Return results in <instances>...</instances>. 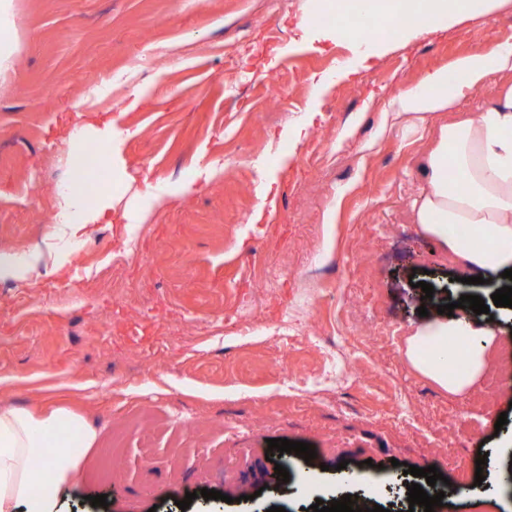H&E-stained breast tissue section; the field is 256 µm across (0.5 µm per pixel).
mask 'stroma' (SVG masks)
<instances>
[{
  "mask_svg": "<svg viewBox=\"0 0 512 512\" xmlns=\"http://www.w3.org/2000/svg\"><path fill=\"white\" fill-rule=\"evenodd\" d=\"M12 3L0 253L38 260L32 284L0 278V375L12 378L0 408L65 407L94 427L59 512H311L360 473L389 512L395 484L415 481L406 463L449 479L440 512H512V390L494 385L512 376V314L493 306L475 316L497 344L466 394L405 356L438 306L507 284L494 272L465 283L467 269L423 236L412 210L439 127L512 87V71L427 124L392 112L434 70L512 43V0L409 42L388 38L384 55L361 65L351 36L301 41L304 0ZM115 78L119 89L94 106L126 136L111 170L94 172L113 210L56 274L51 217L71 177L72 107ZM142 85L146 99L128 108ZM209 166L216 175L199 179ZM271 171L277 181L261 194ZM149 187L163 200L147 208ZM127 211L140 223H126ZM245 295L253 311L243 319ZM139 417L153 424L151 448ZM273 438L309 443L317 456L269 451ZM482 452L494 463L477 467ZM203 488L222 499L204 500ZM101 494L107 506H92Z\"/></svg>",
  "mask_w": 512,
  "mask_h": 512,
  "instance_id": "stroma-1",
  "label": "stroma"
}]
</instances>
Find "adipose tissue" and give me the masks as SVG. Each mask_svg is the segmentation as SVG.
Here are the masks:
<instances>
[{
    "mask_svg": "<svg viewBox=\"0 0 512 512\" xmlns=\"http://www.w3.org/2000/svg\"><path fill=\"white\" fill-rule=\"evenodd\" d=\"M496 0H361V8L385 22L401 21L402 35L412 38L443 30L470 14H491ZM454 67L464 83H452L445 71H434L429 88L413 87L394 100L397 114L424 122L451 109L465 94L496 72L512 70V44H497L459 58ZM101 143L116 149L119 141L111 123L82 121L70 138L74 176L57 191L53 217L63 237L80 239L88 225L101 223L112 209V197L90 180L103 159L91 152ZM456 170L461 184L448 189V172ZM424 188L413 207V220L425 236L445 248L463 266L476 271L512 268V89L487 103L473 116L441 127L437 140L419 165ZM467 224L483 233L476 247L455 236L453 225ZM469 310L438 319L418 329L406 343L409 362L441 388L465 393L488 366L492 330H475ZM464 341V366L448 369V340ZM433 356H425L423 347ZM96 434L88 422L67 410L36 416L20 409L0 410V512H56L65 483L84 448ZM41 457L42 477L29 464Z\"/></svg>",
    "mask_w": 512,
    "mask_h": 512,
    "instance_id": "ef3b65f1",
    "label": "adipose tissue"
}]
</instances>
